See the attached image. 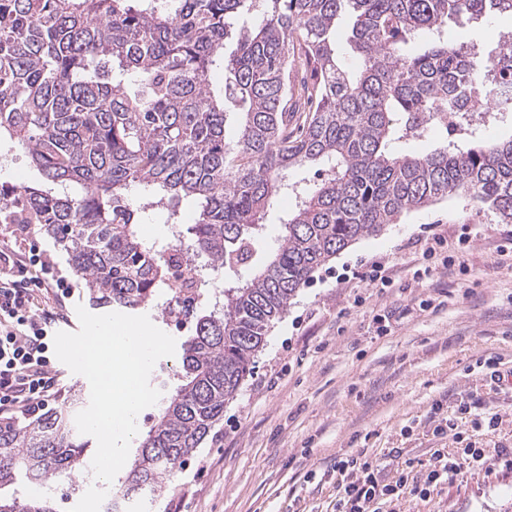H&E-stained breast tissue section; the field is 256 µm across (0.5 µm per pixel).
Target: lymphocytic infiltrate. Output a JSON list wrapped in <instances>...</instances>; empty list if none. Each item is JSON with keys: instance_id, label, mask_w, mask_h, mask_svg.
I'll return each instance as SVG.
<instances>
[{"instance_id": "1", "label": "lymphocytic infiltrate", "mask_w": 512, "mask_h": 512, "mask_svg": "<svg viewBox=\"0 0 512 512\" xmlns=\"http://www.w3.org/2000/svg\"><path fill=\"white\" fill-rule=\"evenodd\" d=\"M39 253L12 258L0 247V412H36L56 393L47 372L59 318L51 309L35 308L47 280L33 275ZM512 469V448H437L424 468L405 460L395 474H386L377 455L360 449L336 458L326 467L336 477L332 512H400L410 498L428 500L443 485L475 469Z\"/></svg>"}]
</instances>
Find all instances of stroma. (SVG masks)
I'll use <instances>...</instances> for the list:
<instances>
[{
  "mask_svg": "<svg viewBox=\"0 0 512 512\" xmlns=\"http://www.w3.org/2000/svg\"><path fill=\"white\" fill-rule=\"evenodd\" d=\"M511 30L512 15L497 14L449 22L447 36L457 45L492 48ZM43 181L23 153L0 141V189ZM432 227L451 243L469 233L464 269L435 271L417 287L411 280L424 263L419 240ZM507 231L493 213L453 198L337 254L273 323L251 374L225 405L223 421L142 512H326L335 480L315 485L305 475L352 451L382 453L390 470L395 462L384 455L390 448L424 461L434 448L512 447V391L491 390L479 368L490 356L512 364V268L495 263ZM1 241L22 255L40 247L55 278L74 290L72 297L54 299L64 317L59 328L77 331L76 308L89 306V295L53 239L27 224L0 223ZM378 260L387 263L395 287L382 291L366 281ZM430 295L442 300V308L416 311ZM405 305L413 313L394 322L389 335H377L375 314ZM461 392L502 413V425L490 432L462 419L459 438L433 436L426 420L433 400ZM405 426L411 435H402ZM409 510L512 512V470L471 472Z\"/></svg>",
  "mask_w": 512,
  "mask_h": 512,
  "instance_id": "1",
  "label": "stroma"
}]
</instances>
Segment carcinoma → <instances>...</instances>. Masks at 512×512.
Instances as JSON below:
<instances>
[{
    "mask_svg": "<svg viewBox=\"0 0 512 512\" xmlns=\"http://www.w3.org/2000/svg\"><path fill=\"white\" fill-rule=\"evenodd\" d=\"M498 13L512 14V0H0V137L44 177L0 197V223L38 225L93 305L134 311L176 292L170 245L139 235L145 214L174 224L191 202L179 245L226 273L250 264L277 197H295L277 248L249 277L185 281L197 299L181 308L194 334L179 384L106 512L163 495L223 420L273 321L354 241L457 197L512 223V139L467 124L426 153L390 149L461 111L487 81L501 94L492 111L512 112V31L488 50L443 37L450 21ZM346 15L356 70L336 56ZM417 36L421 53L407 49ZM217 66L219 91L207 80ZM313 165L314 179H286ZM215 288L221 304L203 307ZM79 404L75 394L0 418V490L87 473ZM0 512L53 510L48 497L0 496Z\"/></svg>",
    "mask_w": 512,
    "mask_h": 512,
    "instance_id": "carcinoma-1",
    "label": "carcinoma"
}]
</instances>
